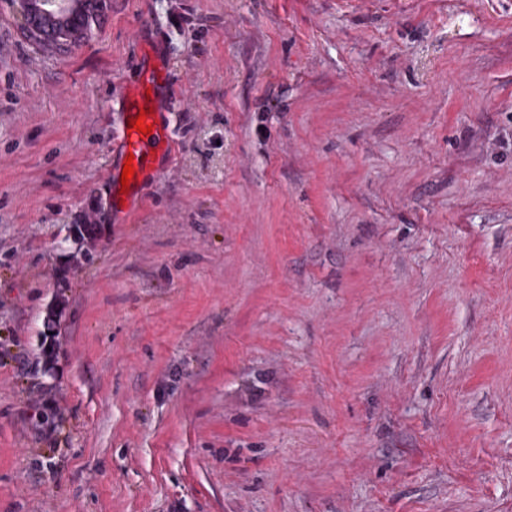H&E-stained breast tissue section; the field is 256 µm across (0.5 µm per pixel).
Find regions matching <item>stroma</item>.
Returning a JSON list of instances; mask_svg holds the SVG:
<instances>
[{
    "mask_svg": "<svg viewBox=\"0 0 512 512\" xmlns=\"http://www.w3.org/2000/svg\"><path fill=\"white\" fill-rule=\"evenodd\" d=\"M105 2L46 53L0 0V512H512V0ZM151 88V97L146 96V90ZM119 99L124 105V116L121 128L117 134L116 147L120 152L123 166L127 162V154H133L135 157L134 180L130 181V190L135 191L142 184L152 156L156 151L164 149L169 156V164L173 152V142L166 133L162 132V126L159 123V101L163 93H171L172 88L169 82V76L166 69H138L134 81L122 85L117 90ZM141 107L144 110L153 107V115L146 118V123L153 127L151 135H143L136 132V128L129 126L130 118H135Z\"/></svg>",
    "mask_w": 512,
    "mask_h": 512,
    "instance_id": "35a3bbf8",
    "label": "stroma"
}]
</instances>
